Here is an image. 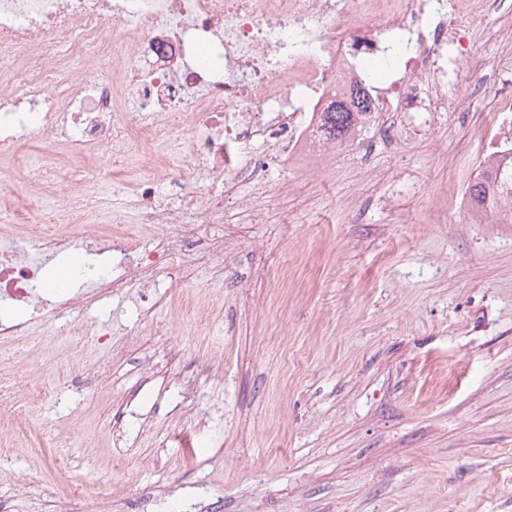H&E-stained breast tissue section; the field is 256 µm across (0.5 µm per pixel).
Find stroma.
<instances>
[{
    "instance_id": "obj_1",
    "label": "stroma",
    "mask_w": 512,
    "mask_h": 512,
    "mask_svg": "<svg viewBox=\"0 0 512 512\" xmlns=\"http://www.w3.org/2000/svg\"><path fill=\"white\" fill-rule=\"evenodd\" d=\"M467 35V67L493 79L502 32L475 18ZM454 96L462 111L338 147L321 175L284 164L242 183L207 230L223 263L161 275L149 317L100 295L84 345L64 349L20 311L28 333L0 341V369L65 399L21 438L0 425V506L52 512L50 493L78 486L111 493L112 512H512V224L448 200L493 102ZM45 147L0 163L13 209L43 208L22 175ZM92 164L113 206L134 201L112 160ZM148 319L149 373L117 356Z\"/></svg>"
}]
</instances>
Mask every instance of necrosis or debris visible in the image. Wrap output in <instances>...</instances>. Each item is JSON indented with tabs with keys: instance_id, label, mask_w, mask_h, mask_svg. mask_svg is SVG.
I'll return each instance as SVG.
<instances>
[{
	"instance_id": "necrosis-or-debris-1",
	"label": "necrosis or debris",
	"mask_w": 512,
	"mask_h": 512,
	"mask_svg": "<svg viewBox=\"0 0 512 512\" xmlns=\"http://www.w3.org/2000/svg\"><path fill=\"white\" fill-rule=\"evenodd\" d=\"M488 0H0V153L31 133L54 145L24 169L52 196L48 211H0V301L48 315L51 331L76 345L87 330L74 312L37 292L48 263L68 244L86 256L73 277L97 289L137 285L150 298L156 273L178 277L220 261L222 248H196L206 225L224 221V192L243 178L269 176L281 161L316 173L333 146L319 120L351 87L370 104L350 137L393 135L408 113L439 111L462 85L466 47L450 19L486 16ZM403 62L389 84L364 64ZM153 58L151 68L138 67ZM194 134L184 138L183 125ZM150 143L153 154L133 151ZM106 154L138 177L132 211L103 207L92 189L56 187ZM180 185L169 204L159 183ZM79 220L76 235L61 224ZM61 393L0 373V414L18 425Z\"/></svg>"
}]
</instances>
